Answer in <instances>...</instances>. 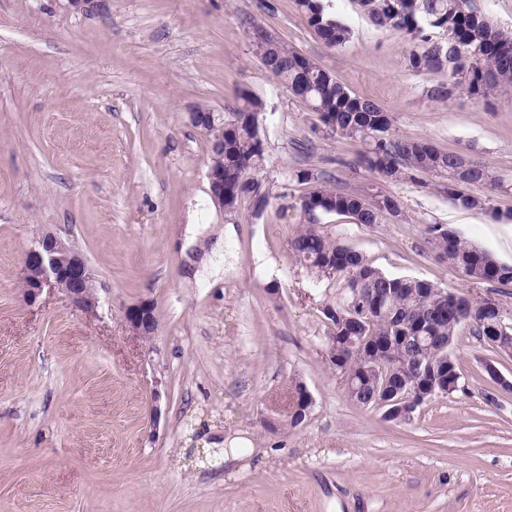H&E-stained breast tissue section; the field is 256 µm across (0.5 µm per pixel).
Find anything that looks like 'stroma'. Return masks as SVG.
Returning <instances> with one entry per match:
<instances>
[{
    "label": "stroma",
    "instance_id": "obj_1",
    "mask_svg": "<svg viewBox=\"0 0 512 512\" xmlns=\"http://www.w3.org/2000/svg\"><path fill=\"white\" fill-rule=\"evenodd\" d=\"M351 30L326 48L295 0H0V512H512V390L503 357L461 329L464 388L407 423L347 397L329 362L318 283L290 241L308 217L298 169L346 191L393 196L399 217L366 227L318 217L373 266L512 309V286L473 284L437 259L445 224L512 265V190L493 210L446 200L433 176L393 182L358 166L363 146L312 134L314 116L254 55L259 25L346 88L393 112L397 133L480 160L512 181V92L490 104L428 97L444 74L405 68L402 33L357 0H324ZM270 113L262 216H225L206 177L210 143L187 114L225 113L240 90ZM52 232L93 268L96 313L56 289L21 293L25 250ZM152 301L157 330L132 333L126 309ZM313 404L282 413L292 381ZM236 432L237 461L201 462Z\"/></svg>",
    "mask_w": 512,
    "mask_h": 512
}]
</instances>
